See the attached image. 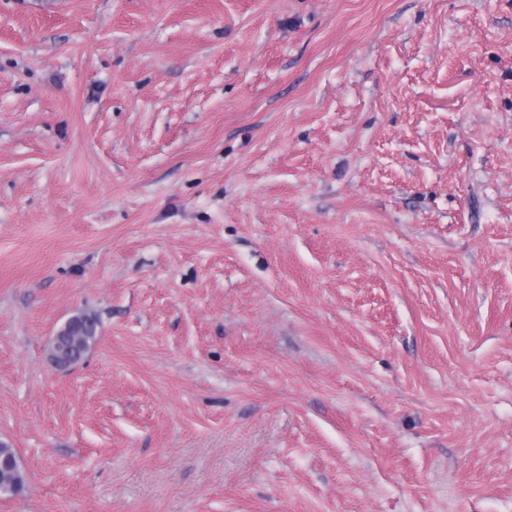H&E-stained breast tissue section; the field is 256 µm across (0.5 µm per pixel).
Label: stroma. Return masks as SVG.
Returning a JSON list of instances; mask_svg holds the SVG:
<instances>
[{
  "mask_svg": "<svg viewBox=\"0 0 512 512\" xmlns=\"http://www.w3.org/2000/svg\"><path fill=\"white\" fill-rule=\"evenodd\" d=\"M0 441V512H512V0H0Z\"/></svg>",
  "mask_w": 512,
  "mask_h": 512,
  "instance_id": "35a3bbf8",
  "label": "stroma"
}]
</instances>
